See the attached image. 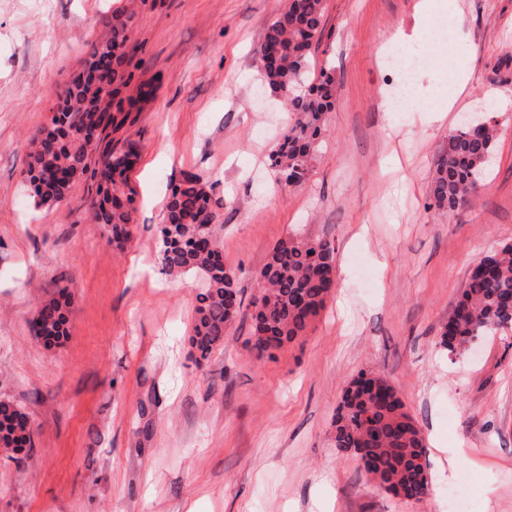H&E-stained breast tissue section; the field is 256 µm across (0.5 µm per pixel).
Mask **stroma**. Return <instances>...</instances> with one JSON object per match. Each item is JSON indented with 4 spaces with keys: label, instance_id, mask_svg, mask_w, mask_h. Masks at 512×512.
<instances>
[{
    "label": "stroma",
    "instance_id": "35a3bbf8",
    "mask_svg": "<svg viewBox=\"0 0 512 512\" xmlns=\"http://www.w3.org/2000/svg\"><path fill=\"white\" fill-rule=\"evenodd\" d=\"M417 3L324 0L311 65L331 74L334 107L308 181L292 188L276 184L269 153L293 114L257 81L285 0L140 8L136 78L154 94L111 134L140 155L133 241L119 252L92 218V182L38 209L24 170L30 138L126 0H0V400L35 431L32 447L0 454V512H442L446 482L420 503L396 498L337 450L336 409L362 372L391 381L426 448L459 451L452 479L474 512H512V327L453 355L439 345L471 266L512 243V0H457L450 43L432 58L412 51L424 91L441 59L469 76L441 125L383 105L403 81L380 59L390 34L432 37ZM488 91L504 104L487 108ZM466 121L496 123L495 162L450 213L430 184ZM189 172L223 200L224 263L244 298L281 238L335 246L332 299L274 358L252 352L247 319L208 359L192 351L203 280L157 260L164 204ZM62 294L68 334L48 345L33 320Z\"/></svg>",
    "mask_w": 512,
    "mask_h": 512
}]
</instances>
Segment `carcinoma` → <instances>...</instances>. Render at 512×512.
Instances as JSON below:
<instances>
[{"label":"carcinoma","mask_w":512,"mask_h":512,"mask_svg":"<svg viewBox=\"0 0 512 512\" xmlns=\"http://www.w3.org/2000/svg\"><path fill=\"white\" fill-rule=\"evenodd\" d=\"M324 0H287L269 24L259 59L264 81L279 92L294 86L306 92L289 97L296 118L274 146L270 166L281 177L303 184L314 147L324 132L325 114L332 110L333 79L327 73L311 78L310 55L322 31ZM134 14L112 15L109 36L92 45L83 72L65 91L62 116L32 139L26 175L35 207L62 202L81 178L97 179L93 157L112 161V192L98 188L102 199L93 205V219L103 226L106 240L118 251L132 241L134 190L129 171L137 163L133 148L118 153L102 144L112 128L124 124L117 114L123 101L115 97L135 78L129 32ZM496 128L477 130L464 123L448 138L431 181L436 206L453 212L469 204L484 174L490 171ZM221 199L208 182L188 173L167 197L160 227V263L167 272H196L204 288L197 295L196 319L190 343L207 359L223 345L229 326L244 316L236 272L224 265L218 239ZM337 288L334 247L328 240L297 234L278 241L268 254L251 302L252 349L264 356L304 335ZM70 303L55 298L45 303L33 322L35 336L67 335ZM512 324V244L481 258L469 270L440 346L454 354L472 336H485ZM30 418L19 406L0 400V448L16 443L14 430H27ZM336 448L357 457L366 474L395 497L420 502L431 492L424 439L405 410L395 387L377 373H360L345 387L336 417Z\"/></svg>","instance_id":"1"}]
</instances>
